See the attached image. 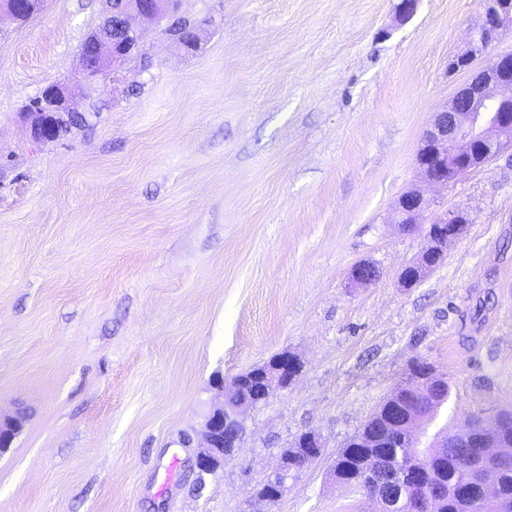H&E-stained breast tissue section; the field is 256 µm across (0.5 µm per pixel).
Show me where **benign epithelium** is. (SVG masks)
Returning a JSON list of instances; mask_svg holds the SVG:
<instances>
[{"label":"benign epithelium","mask_w":512,"mask_h":512,"mask_svg":"<svg viewBox=\"0 0 512 512\" xmlns=\"http://www.w3.org/2000/svg\"><path fill=\"white\" fill-rule=\"evenodd\" d=\"M31 0H0V13L15 19L25 15ZM173 0H106L107 9L98 28L82 48L80 56L86 77L98 79L111 65L126 59L140 44V34L132 25V18L155 19L169 13ZM482 19L473 30L468 50L454 55L448 62L452 72L469 71L475 59L512 31V0H480ZM31 135L39 141H53L59 137L73 111L65 91L58 85L48 86L37 103L29 106ZM512 145V52L496 53L461 86L441 111L434 114L422 135L416 155V165L422 179L434 186L448 187V172L465 173L483 165ZM430 203L417 189L403 194L395 207L394 223L402 230L425 232L429 246L420 259L411 265L424 275L440 263L435 254L445 255L441 241H455L468 230L469 218L462 209L447 210L434 216L429 224H422ZM351 280L370 284L380 277L379 268L362 261L354 265ZM304 363L287 350L275 355L263 375L266 397L287 388L302 373ZM247 378L235 376L226 381L217 377L213 388L221 402L203 417L197 433L199 451L196 467L209 472L233 457L243 442L246 426L242 415L257 406L247 390ZM23 416L0 415V448H9L22 427ZM323 441L320 434L308 432V445L301 457L302 463L288 469V460L280 457L278 467L267 477L266 492L258 498L274 504L288 490V480L298 475L312 460L320 457Z\"/></svg>","instance_id":"obj_1"}]
</instances>
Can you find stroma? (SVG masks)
Instances as JSON below:
<instances>
[{
    "instance_id": "obj_1",
    "label": "stroma",
    "mask_w": 512,
    "mask_h": 512,
    "mask_svg": "<svg viewBox=\"0 0 512 512\" xmlns=\"http://www.w3.org/2000/svg\"><path fill=\"white\" fill-rule=\"evenodd\" d=\"M399 2L179 0L195 49L136 17L138 52L97 81L79 50L102 0L0 15V412L27 415L0 512H374L328 469L412 358L450 384L421 445L512 406V147L445 188L416 167L479 0L404 22ZM51 84L83 121L37 142L25 112ZM413 188L470 228L405 288L427 245L393 222ZM361 261L381 276L359 287ZM284 350L302 374L198 474L213 377ZM307 430L321 457L256 500Z\"/></svg>"
}]
</instances>
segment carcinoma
I'll return each mask as SVG.
<instances>
[{
  "label": "carcinoma",
  "instance_id": "cac0c4a2",
  "mask_svg": "<svg viewBox=\"0 0 512 512\" xmlns=\"http://www.w3.org/2000/svg\"><path fill=\"white\" fill-rule=\"evenodd\" d=\"M434 375L435 368L425 360L409 364L401 392L384 399L336 456L333 466L336 484L369 498L378 487L394 481L408 491V497L392 507L391 512H421L417 506L420 492L414 490L410 474L396 471L366 474L371 449L363 447V441L370 437L385 455L432 460V481L444 486V495L432 512H512V409L499 411L489 422L477 414L466 419L465 427L470 429V433L477 434L483 447L497 457L494 466L470 472L463 468L462 462L474 452L475 443L467 444L465 440L450 435L446 448L433 445L422 448L416 438L403 429L394 428L389 422L388 409L393 407L405 411L410 417L420 416L427 422L436 418L439 409L448 401L450 387L446 381H433ZM470 476L483 482L493 478L497 486L495 499L485 500L476 494L463 492L469 485Z\"/></svg>",
  "mask_w": 512,
  "mask_h": 512
}]
</instances>
